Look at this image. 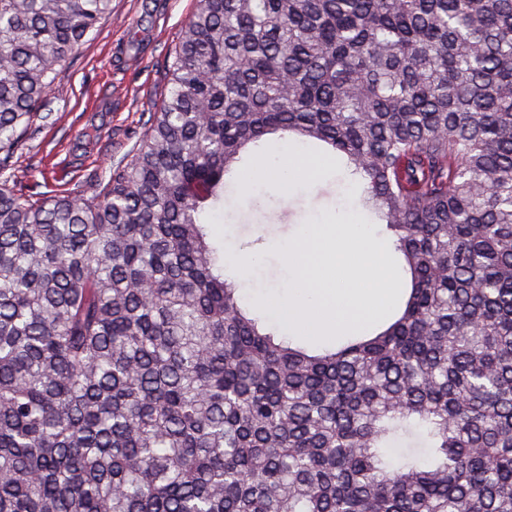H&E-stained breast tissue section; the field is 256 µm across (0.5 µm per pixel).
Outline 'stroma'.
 Returning a JSON list of instances; mask_svg holds the SVG:
<instances>
[{
  "instance_id": "1",
  "label": "stroma",
  "mask_w": 512,
  "mask_h": 512,
  "mask_svg": "<svg viewBox=\"0 0 512 512\" xmlns=\"http://www.w3.org/2000/svg\"><path fill=\"white\" fill-rule=\"evenodd\" d=\"M196 0H112L102 22L60 73L47 97V121L15 146L4 174L26 194L92 198L113 163L134 146L167 84L168 66ZM288 182H264L262 208L248 202L225 208L212 221L224 250L257 255L244 293L251 309L288 305L295 293L281 244L313 224H368L356 208L358 190L336 158L289 145L279 160Z\"/></svg>"
}]
</instances>
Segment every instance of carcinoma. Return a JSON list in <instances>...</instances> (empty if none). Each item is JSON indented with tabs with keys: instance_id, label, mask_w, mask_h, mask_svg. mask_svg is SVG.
<instances>
[{
	"instance_id": "cac0c4a2",
	"label": "carcinoma",
	"mask_w": 512,
	"mask_h": 512,
	"mask_svg": "<svg viewBox=\"0 0 512 512\" xmlns=\"http://www.w3.org/2000/svg\"><path fill=\"white\" fill-rule=\"evenodd\" d=\"M112 0H0V167ZM280 134L406 287L312 350L206 215ZM0 512H512V0H197L92 200L0 181Z\"/></svg>"
}]
</instances>
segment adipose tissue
<instances>
[{
  "label": "adipose tissue",
  "mask_w": 512,
  "mask_h": 512,
  "mask_svg": "<svg viewBox=\"0 0 512 512\" xmlns=\"http://www.w3.org/2000/svg\"><path fill=\"white\" fill-rule=\"evenodd\" d=\"M284 252L297 291L289 315L313 331L364 328L389 303L398 273L374 245L370 224H325Z\"/></svg>",
  "instance_id": "ef3b65f1"
}]
</instances>
